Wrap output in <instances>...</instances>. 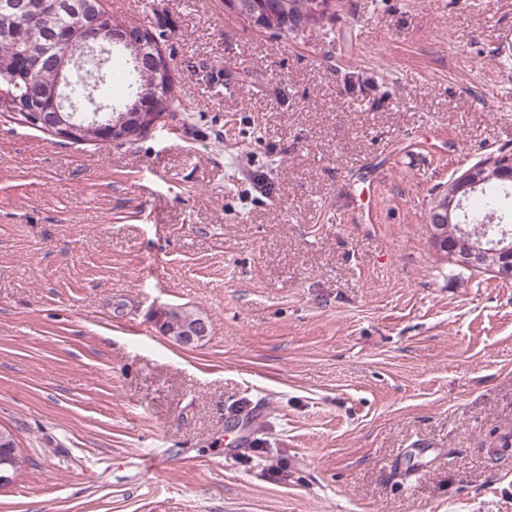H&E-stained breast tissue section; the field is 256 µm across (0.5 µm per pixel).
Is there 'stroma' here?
<instances>
[{"mask_svg":"<svg viewBox=\"0 0 512 512\" xmlns=\"http://www.w3.org/2000/svg\"><path fill=\"white\" fill-rule=\"evenodd\" d=\"M107 3L186 109L121 148L0 113V512H512V279L426 224L512 152V0H335L294 39ZM164 321L162 327L164 328V332L172 336L175 340L177 336H180L177 342L185 345H189L197 341L201 336H205L208 334V325L205 321H200L191 326V328L186 329L183 333L184 327L199 317L188 314L186 311L182 310V308L175 307L171 308L167 312L164 313ZM183 333V334H182ZM182 334V335H181Z\"/></svg>","mask_w":512,"mask_h":512,"instance_id":"35a3bbf8","label":"stroma"}]
</instances>
